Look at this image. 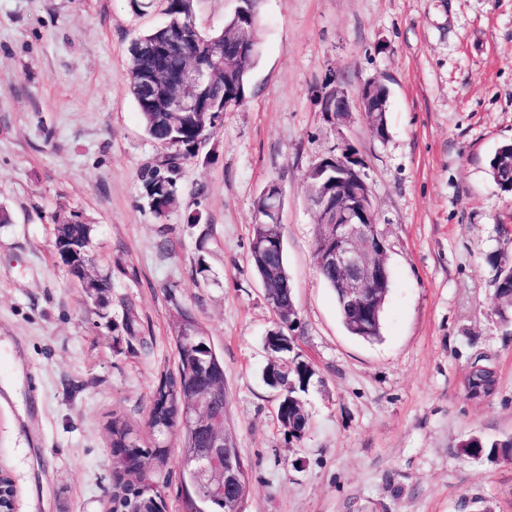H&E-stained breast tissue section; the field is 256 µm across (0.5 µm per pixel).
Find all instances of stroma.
Wrapping results in <instances>:
<instances>
[{"label":"stroma","instance_id":"35a3bbf8","mask_svg":"<svg viewBox=\"0 0 512 512\" xmlns=\"http://www.w3.org/2000/svg\"><path fill=\"white\" fill-rule=\"evenodd\" d=\"M161 14L127 0H0V470L15 512H112V422L148 435L149 399L190 313L224 361L229 427L247 469L242 512H512V460L458 452L512 435V327L495 312L492 256L512 242V195L489 174L512 142V0H262L245 103L184 164L160 234L138 175L161 150L129 90L128 49ZM389 89L387 135L320 94ZM348 139L389 243L382 335L344 328L314 265L305 174ZM285 188L297 323L316 374L309 428L289 441L263 380L274 327L248 261L254 200ZM201 211L203 223L185 217ZM93 226L91 296L58 262L54 227ZM495 392L468 399L473 364ZM182 450L149 474L184 512ZM324 107L326 112H333L336 114H332L333 120H336V122H342L348 118L349 112H351L348 93L341 88L331 90L326 97Z\"/></svg>","mask_w":512,"mask_h":512}]
</instances>
